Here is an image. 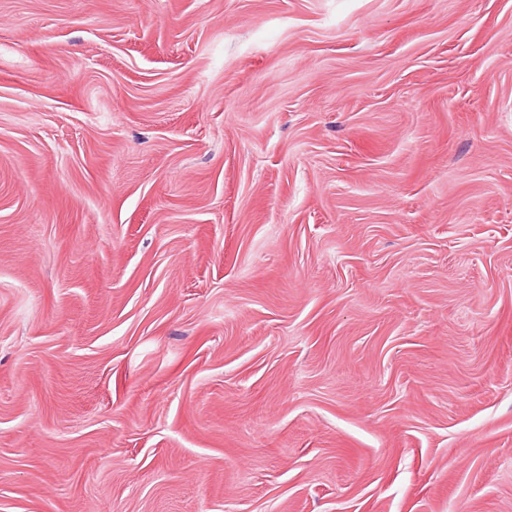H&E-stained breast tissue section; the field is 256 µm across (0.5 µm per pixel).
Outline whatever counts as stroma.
Returning a JSON list of instances; mask_svg holds the SVG:
<instances>
[{
    "label": "stroma",
    "mask_w": 512,
    "mask_h": 512,
    "mask_svg": "<svg viewBox=\"0 0 512 512\" xmlns=\"http://www.w3.org/2000/svg\"><path fill=\"white\" fill-rule=\"evenodd\" d=\"M0 512H512V0H0Z\"/></svg>",
    "instance_id": "35a3bbf8"
}]
</instances>
